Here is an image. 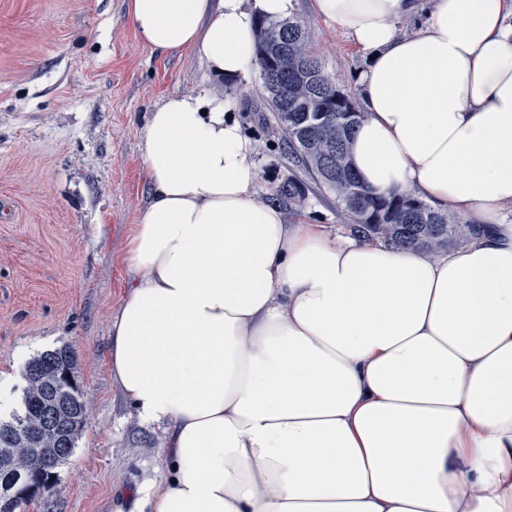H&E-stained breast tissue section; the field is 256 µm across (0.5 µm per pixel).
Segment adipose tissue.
<instances>
[{"instance_id": "ef3b65f1", "label": "adipose tissue", "mask_w": 512, "mask_h": 512, "mask_svg": "<svg viewBox=\"0 0 512 512\" xmlns=\"http://www.w3.org/2000/svg\"><path fill=\"white\" fill-rule=\"evenodd\" d=\"M154 53L246 76L295 0H125ZM366 55L349 142L376 193L476 227L440 255L285 223L223 100L148 112L109 370L163 429L142 512H512V0H312ZM416 30L400 33L403 18Z\"/></svg>"}]
</instances>
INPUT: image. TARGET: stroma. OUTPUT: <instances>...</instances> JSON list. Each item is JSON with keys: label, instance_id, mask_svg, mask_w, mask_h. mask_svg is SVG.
<instances>
[{"label": "stroma", "instance_id": "obj_1", "mask_svg": "<svg viewBox=\"0 0 512 512\" xmlns=\"http://www.w3.org/2000/svg\"><path fill=\"white\" fill-rule=\"evenodd\" d=\"M296 15L326 72L356 96L365 55L312 0H297ZM204 90L223 96L254 145L257 200L286 223L347 235L335 194L312 184L304 206H289L288 181L306 172L271 119L258 67L231 84L192 52L153 54L124 0H0V393L21 404L25 362L66 343L88 409L54 490L18 512H132L135 489L162 476L160 429L112 381L110 324L129 282L126 237L149 197L146 115L168 94Z\"/></svg>", "mask_w": 512, "mask_h": 512}]
</instances>
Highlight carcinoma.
<instances>
[{"label": "carcinoma", "instance_id": "carcinoma-1", "mask_svg": "<svg viewBox=\"0 0 512 512\" xmlns=\"http://www.w3.org/2000/svg\"><path fill=\"white\" fill-rule=\"evenodd\" d=\"M288 54V69L277 65ZM256 65L263 82L277 77L280 92L267 96L268 110L289 152L320 187L334 193L350 234L387 246L419 247L437 254L470 234L472 225L432 209L409 192L374 193L357 178L348 156L354 126L362 119L355 101L335 82L321 81L304 23L258 21ZM306 186L288 181V205H301ZM22 409L0 419V502L16 512L30 501L33 487L48 492L56 470L73 454L87 415L76 379L73 350L64 344L28 360Z\"/></svg>", "mask_w": 512, "mask_h": 512}]
</instances>
